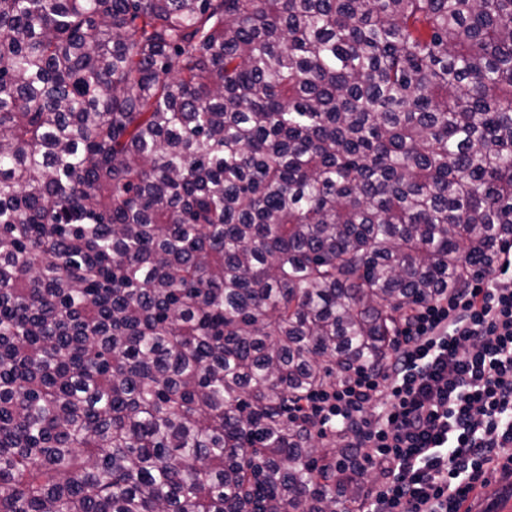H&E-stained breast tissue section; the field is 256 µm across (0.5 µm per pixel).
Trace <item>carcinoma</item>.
Masks as SVG:
<instances>
[{
	"instance_id": "1",
	"label": "carcinoma",
	"mask_w": 512,
	"mask_h": 512,
	"mask_svg": "<svg viewBox=\"0 0 512 512\" xmlns=\"http://www.w3.org/2000/svg\"><path fill=\"white\" fill-rule=\"evenodd\" d=\"M512 238V0H0V512H350L299 414Z\"/></svg>"
}]
</instances>
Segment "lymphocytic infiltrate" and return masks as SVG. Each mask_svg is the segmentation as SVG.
<instances>
[{
    "mask_svg": "<svg viewBox=\"0 0 512 512\" xmlns=\"http://www.w3.org/2000/svg\"><path fill=\"white\" fill-rule=\"evenodd\" d=\"M302 412L380 474L359 512H463L512 458V241L491 272L412 310L383 365L316 392Z\"/></svg>",
    "mask_w": 512,
    "mask_h": 512,
    "instance_id": "1",
    "label": "lymphocytic infiltrate"
}]
</instances>
